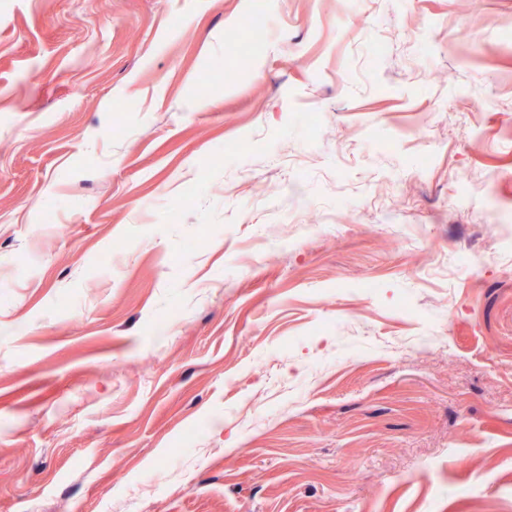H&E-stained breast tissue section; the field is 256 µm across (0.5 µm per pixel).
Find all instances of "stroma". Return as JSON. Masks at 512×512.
<instances>
[{
  "label": "stroma",
  "mask_w": 512,
  "mask_h": 512,
  "mask_svg": "<svg viewBox=\"0 0 512 512\" xmlns=\"http://www.w3.org/2000/svg\"><path fill=\"white\" fill-rule=\"evenodd\" d=\"M266 2L0 0V512H512V0Z\"/></svg>",
  "instance_id": "35a3bbf8"
}]
</instances>
